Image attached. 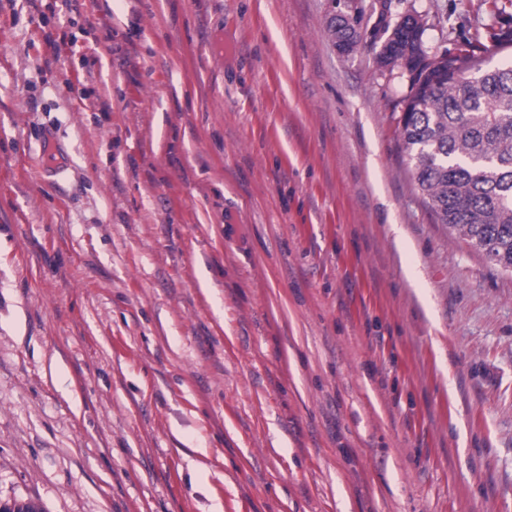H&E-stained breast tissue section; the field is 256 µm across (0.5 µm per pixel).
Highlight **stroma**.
Returning <instances> with one entry per match:
<instances>
[{"label":"stroma","instance_id":"1","mask_svg":"<svg viewBox=\"0 0 512 512\" xmlns=\"http://www.w3.org/2000/svg\"><path fill=\"white\" fill-rule=\"evenodd\" d=\"M382 0H0V500L512 512V275L432 223ZM391 0L512 64V0ZM59 48H52L53 40Z\"/></svg>","mask_w":512,"mask_h":512}]
</instances>
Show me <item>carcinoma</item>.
Returning <instances> with one entry per match:
<instances>
[{"label":"carcinoma","mask_w":512,"mask_h":512,"mask_svg":"<svg viewBox=\"0 0 512 512\" xmlns=\"http://www.w3.org/2000/svg\"><path fill=\"white\" fill-rule=\"evenodd\" d=\"M328 32L345 53L359 43L345 23ZM396 44L377 63L411 75L398 129L416 195L433 223L512 273V66L484 69L473 52L458 77L445 56L419 61Z\"/></svg>","instance_id":"1"}]
</instances>
